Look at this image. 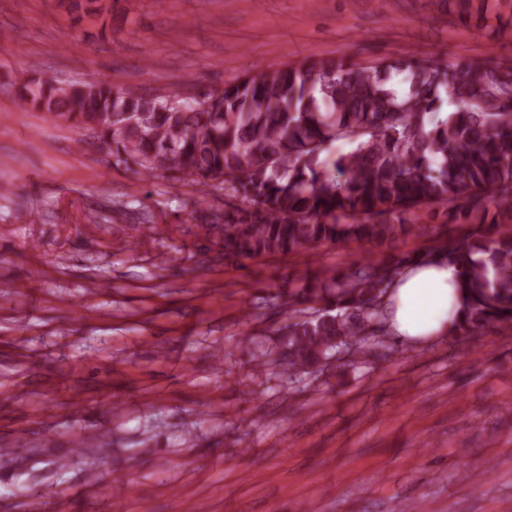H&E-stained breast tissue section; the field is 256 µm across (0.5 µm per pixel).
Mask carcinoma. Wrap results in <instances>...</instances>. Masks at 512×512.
<instances>
[{
  "label": "carcinoma",
  "instance_id": "obj_1",
  "mask_svg": "<svg viewBox=\"0 0 512 512\" xmlns=\"http://www.w3.org/2000/svg\"><path fill=\"white\" fill-rule=\"evenodd\" d=\"M114 0H59L106 26ZM487 19L488 0H452ZM26 110L89 133L140 173L224 190V261L311 255L356 243L366 257L280 283L279 359L307 372L382 331L383 301L416 261L461 274L464 339L512 323V68L407 58L363 66L347 55L250 72L196 95H149L105 79L64 82L31 63ZM455 110L443 111L444 104ZM463 229L448 238V227ZM433 235L429 244L399 243Z\"/></svg>",
  "mask_w": 512,
  "mask_h": 512
}]
</instances>
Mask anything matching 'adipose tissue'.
Instances as JSON below:
<instances>
[{
    "label": "adipose tissue",
    "mask_w": 512,
    "mask_h": 512,
    "mask_svg": "<svg viewBox=\"0 0 512 512\" xmlns=\"http://www.w3.org/2000/svg\"><path fill=\"white\" fill-rule=\"evenodd\" d=\"M459 275L445 262L415 263L397 276L384 305L393 334L411 344L446 335L459 318Z\"/></svg>",
    "instance_id": "ef3b65f1"
}]
</instances>
